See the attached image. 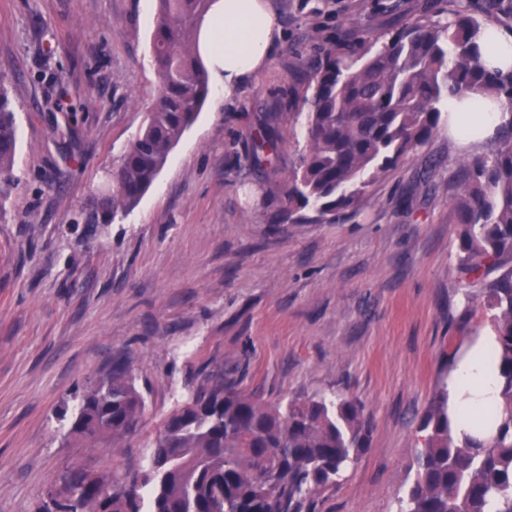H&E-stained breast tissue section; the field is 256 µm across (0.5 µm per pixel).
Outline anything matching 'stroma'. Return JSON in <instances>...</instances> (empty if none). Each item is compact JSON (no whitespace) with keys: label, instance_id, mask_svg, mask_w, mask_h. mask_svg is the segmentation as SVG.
<instances>
[{"label":"stroma","instance_id":"35a3bbf8","mask_svg":"<svg viewBox=\"0 0 512 512\" xmlns=\"http://www.w3.org/2000/svg\"><path fill=\"white\" fill-rule=\"evenodd\" d=\"M283 29L270 65L230 99L210 96L138 205L84 223L158 92L155 0H0V81L18 127L14 181L0 189V512H34L60 467L122 482L148 466L161 421L214 371L271 404L352 396L367 448L320 512H398L419 424L448 383L447 355L490 334L459 319L451 200L464 163L447 121L372 181L340 220L287 215L306 146L294 114L327 53L383 44L403 26L471 8L512 34V0H269ZM271 120L278 150L252 157ZM123 359L143 427L86 447L64 406Z\"/></svg>","mask_w":512,"mask_h":512}]
</instances>
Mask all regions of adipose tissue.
Here are the masks:
<instances>
[{
  "label": "adipose tissue",
  "mask_w": 512,
  "mask_h": 512,
  "mask_svg": "<svg viewBox=\"0 0 512 512\" xmlns=\"http://www.w3.org/2000/svg\"><path fill=\"white\" fill-rule=\"evenodd\" d=\"M282 27L268 0H212L200 23L198 53L215 91L231 94L257 77L272 60ZM472 97L449 100L446 109L468 126L492 129L512 117V100H490L487 109ZM491 339L476 342L459 361L449 382L456 412H489L496 399L497 369L490 357Z\"/></svg>",
  "instance_id": "ef3b65f1"
}]
</instances>
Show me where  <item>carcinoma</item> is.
I'll list each match as a JSON object with an SVG mask.
<instances>
[{
	"mask_svg": "<svg viewBox=\"0 0 512 512\" xmlns=\"http://www.w3.org/2000/svg\"><path fill=\"white\" fill-rule=\"evenodd\" d=\"M211 0H157L152 54L159 93L145 126L112 170V194L88 222L115 220L134 208L194 122L209 94L198 53V20ZM448 22L418 21L380 48L354 59L328 54L304 96L307 149L284 194L288 214L312 208L336 217L358 205L364 189L425 144L440 106L468 93L512 100V72L484 66L486 25L451 11ZM266 123L253 152L275 146ZM17 128L0 86V183L13 182ZM459 265L477 286L463 317L481 307L496 336L497 406L472 433L456 436L448 393L421 419L427 439L400 512H512V118L488 153L464 166L453 199ZM495 272L497 276L489 278ZM145 399L122 366L88 382L71 433L115 445L141 424ZM363 404L342 395L272 405L219 378L191 394L149 443V466L121 488L88 464L63 468L64 512H319L367 448Z\"/></svg>",
	"mask_w": 512,
	"mask_h": 512,
	"instance_id": "carcinoma-1",
	"label": "carcinoma"
}]
</instances>
